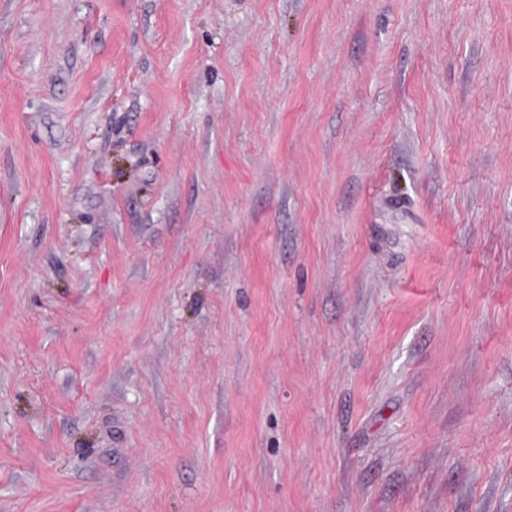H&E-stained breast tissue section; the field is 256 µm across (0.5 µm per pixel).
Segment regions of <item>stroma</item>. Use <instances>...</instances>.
<instances>
[{
    "mask_svg": "<svg viewBox=\"0 0 512 512\" xmlns=\"http://www.w3.org/2000/svg\"><path fill=\"white\" fill-rule=\"evenodd\" d=\"M0 512H512V0H0Z\"/></svg>",
    "mask_w": 512,
    "mask_h": 512,
    "instance_id": "obj_1",
    "label": "stroma"
}]
</instances>
